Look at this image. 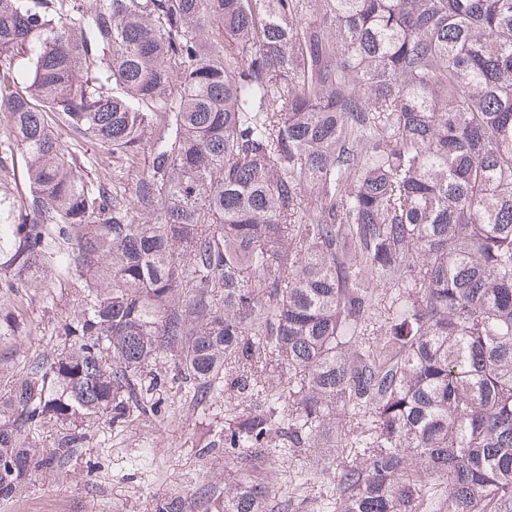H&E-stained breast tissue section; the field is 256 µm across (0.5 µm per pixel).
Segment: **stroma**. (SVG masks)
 Segmentation results:
<instances>
[{"label":"stroma","mask_w":512,"mask_h":512,"mask_svg":"<svg viewBox=\"0 0 512 512\" xmlns=\"http://www.w3.org/2000/svg\"><path fill=\"white\" fill-rule=\"evenodd\" d=\"M80 303L72 288L29 291L22 315L33 330L0 343V387L29 362L61 351L58 327ZM159 371L165 382L152 396L155 415L133 416L118 426L101 417L68 472L33 473L28 493L0 502V512H152L158 497L193 500L206 488H223L233 453L212 442L223 435L224 414L234 400L220 391L199 409L169 366Z\"/></svg>","instance_id":"stroma-1"}]
</instances>
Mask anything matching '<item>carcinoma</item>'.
I'll return each instance as SVG.
<instances>
[{
    "mask_svg": "<svg viewBox=\"0 0 512 512\" xmlns=\"http://www.w3.org/2000/svg\"><path fill=\"white\" fill-rule=\"evenodd\" d=\"M0 112V342L83 293L0 392L1 501L170 362L235 455L153 512H278L281 453L319 512H512V0H0ZM72 143L75 145L71 146L75 148V150L79 155L82 156V158L83 156L90 158L93 163L92 170L97 169L98 172H103L104 169H112V158L109 155L101 153L97 149L93 148L90 144L81 140H79L78 143L75 141H72ZM74 288L31 289L22 310L26 324L36 327L32 333L24 329L19 336L0 343V388L26 370L27 364L61 351L64 337L57 336L58 326L73 316L82 297ZM300 468L298 461L293 458L288 459V456L279 457L275 468L267 474V482L275 490L276 502L284 500V496H288V479L289 475L295 473Z\"/></svg>",
    "mask_w": 512,
    "mask_h": 512,
    "instance_id": "1",
    "label": "carcinoma"
}]
</instances>
